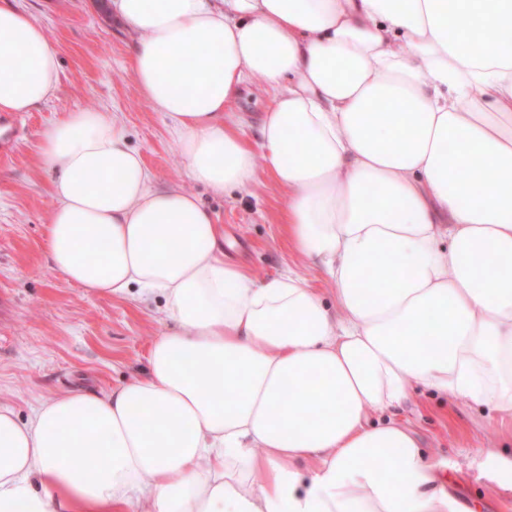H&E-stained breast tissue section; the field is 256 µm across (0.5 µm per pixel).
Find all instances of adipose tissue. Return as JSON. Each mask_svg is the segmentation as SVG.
<instances>
[{"label":"adipose tissue","instance_id":"1","mask_svg":"<svg viewBox=\"0 0 512 512\" xmlns=\"http://www.w3.org/2000/svg\"><path fill=\"white\" fill-rule=\"evenodd\" d=\"M112 10L190 178L222 193L266 167L335 305L225 262L211 213L154 185L121 113H65L39 136L52 268L161 297L175 327L107 393L26 420L0 406V512H460L390 413L420 384L512 415V0ZM59 74L47 29L0 5V112ZM255 79L272 100L251 141L227 107Z\"/></svg>","mask_w":512,"mask_h":512}]
</instances>
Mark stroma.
<instances>
[{
  "mask_svg": "<svg viewBox=\"0 0 512 512\" xmlns=\"http://www.w3.org/2000/svg\"><path fill=\"white\" fill-rule=\"evenodd\" d=\"M47 28L61 70L53 96L20 116L0 155V405L27 418L42 400L108 390L143 371L157 336L172 329L160 300L89 293L57 274L44 249L52 175L38 152L42 130L75 108L122 113L127 140L158 186L196 193L221 230L226 260L264 279L294 273L332 303L321 271L293 249L284 224L288 195L267 170L248 187L215 194L193 182L175 150L171 123L141 95L130 63L131 33L111 0H8ZM424 450L446 460L450 490L469 508L512 512V485L479 462L512 440V418L468 399L444 400L415 387L400 410Z\"/></svg>",
  "mask_w": 512,
  "mask_h": 512,
  "instance_id": "1",
  "label": "stroma"
}]
</instances>
